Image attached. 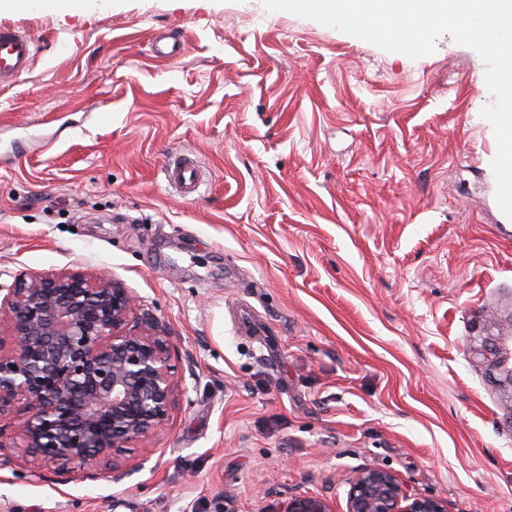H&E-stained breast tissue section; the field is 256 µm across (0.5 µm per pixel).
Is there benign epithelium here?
<instances>
[{"label": "benign epithelium", "instance_id": "1", "mask_svg": "<svg viewBox=\"0 0 512 512\" xmlns=\"http://www.w3.org/2000/svg\"><path fill=\"white\" fill-rule=\"evenodd\" d=\"M135 300L104 276L18 277L0 284V420L13 415L26 461L97 468L112 450L166 428L174 406L169 344L128 329ZM278 512H331L298 496ZM347 512H448L407 495L394 473L363 467L349 480Z\"/></svg>", "mask_w": 512, "mask_h": 512}]
</instances>
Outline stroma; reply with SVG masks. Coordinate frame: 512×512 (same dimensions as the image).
<instances>
[{
	"instance_id": "stroma-1",
	"label": "stroma",
	"mask_w": 512,
	"mask_h": 512,
	"mask_svg": "<svg viewBox=\"0 0 512 512\" xmlns=\"http://www.w3.org/2000/svg\"><path fill=\"white\" fill-rule=\"evenodd\" d=\"M35 40L0 88V283L106 274L166 336L169 425L111 470L22 451L0 512H346L374 465L448 512H512V222L471 48L417 60L261 0L4 10ZM168 33L181 56L160 60ZM176 152L206 172L169 187ZM165 177L169 186L184 199L193 198L204 181L198 160L188 153H180L168 159ZM329 505L316 496H298L289 499L282 509L275 512H331Z\"/></svg>"
}]
</instances>
